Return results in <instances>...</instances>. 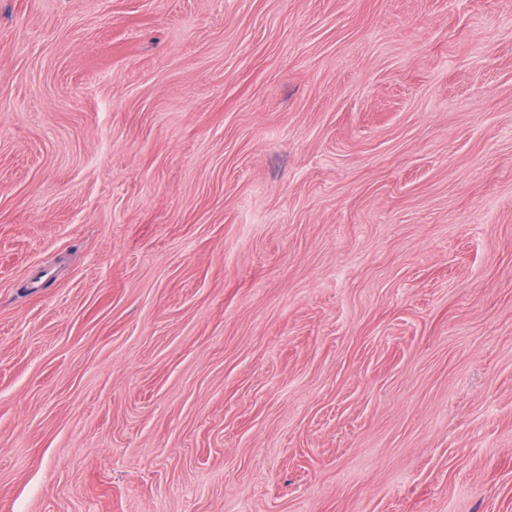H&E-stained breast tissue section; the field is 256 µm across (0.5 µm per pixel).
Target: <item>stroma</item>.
<instances>
[{"label": "stroma", "instance_id": "35a3bbf8", "mask_svg": "<svg viewBox=\"0 0 512 512\" xmlns=\"http://www.w3.org/2000/svg\"><path fill=\"white\" fill-rule=\"evenodd\" d=\"M0 512H512V0H0Z\"/></svg>", "mask_w": 512, "mask_h": 512}]
</instances>
